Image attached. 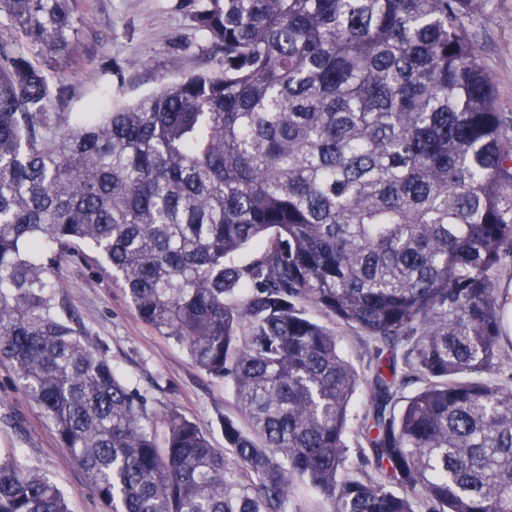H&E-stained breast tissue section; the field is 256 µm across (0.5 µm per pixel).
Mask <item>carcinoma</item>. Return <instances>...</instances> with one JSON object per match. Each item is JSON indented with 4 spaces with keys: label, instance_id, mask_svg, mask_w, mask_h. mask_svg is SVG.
<instances>
[{
    "label": "carcinoma",
    "instance_id": "cac0c4a2",
    "mask_svg": "<svg viewBox=\"0 0 512 512\" xmlns=\"http://www.w3.org/2000/svg\"><path fill=\"white\" fill-rule=\"evenodd\" d=\"M469 2L186 0L213 66L75 127L83 0H0V359L111 512H288L300 485L330 512H512V126ZM82 246L231 385L224 447L176 410L158 447L58 301ZM307 304L364 333L371 378ZM0 512L69 508L1 450ZM499 288L504 295L503 314V333L502 344L505 347V354L500 364L501 371L505 374L512 372V349L507 347V342L512 341V265L505 266L499 275Z\"/></svg>",
    "mask_w": 512,
    "mask_h": 512
}]
</instances>
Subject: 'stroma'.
<instances>
[{
	"label": "stroma",
	"mask_w": 512,
	"mask_h": 512,
	"mask_svg": "<svg viewBox=\"0 0 512 512\" xmlns=\"http://www.w3.org/2000/svg\"><path fill=\"white\" fill-rule=\"evenodd\" d=\"M80 55L64 78L72 87L70 121L131 103L160 83L207 68V40L179 0H84L76 23ZM469 29L512 124V0H489L473 13ZM59 298L108 360L117 377L145 405L144 423L156 434L174 409L196 421L215 447H223L224 418H239L232 389L198 368L187 350L144 323L123 290L93 259L62 263ZM313 320L335 328L342 354L365 372L369 354L359 331L336 326L316 307ZM0 448L42 471L64 494L71 512H107L71 452L58 443L52 423L28 397L11 364L0 360Z\"/></svg>",
	"instance_id": "obj_1"
}]
</instances>
